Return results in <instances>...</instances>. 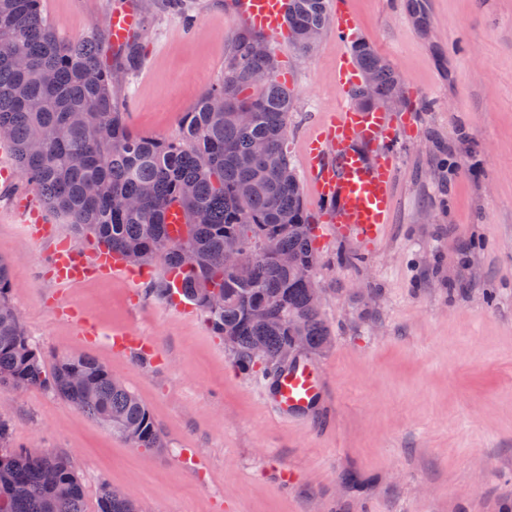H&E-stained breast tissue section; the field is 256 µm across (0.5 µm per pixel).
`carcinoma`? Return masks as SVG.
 <instances>
[{
	"instance_id": "obj_1",
	"label": "carcinoma",
	"mask_w": 512,
	"mask_h": 512,
	"mask_svg": "<svg viewBox=\"0 0 512 512\" xmlns=\"http://www.w3.org/2000/svg\"><path fill=\"white\" fill-rule=\"evenodd\" d=\"M184 11L187 0H148L153 13ZM328 0H288L292 42L311 51L326 29ZM107 29L95 26L80 41L58 36L40 0H0V129L8 133L14 162L45 206L77 234L139 265H160L182 276L180 295L208 327L230 340L238 370L277 376L326 351L333 336L313 304L305 273L315 269L314 228L299 176L288 155L293 97L279 79V62L251 45L263 39L240 29L224 76L185 113L174 138L134 133L117 89L141 64L143 45L124 53L120 67L102 61ZM361 70L374 78L379 98L400 93L399 80L365 42L353 46ZM258 72L270 73L264 83ZM248 112L243 123L237 113ZM266 144L263 155L257 143ZM183 215L170 236L172 204ZM239 243L243 260L224 265L225 247ZM288 254L293 263H281ZM10 271L0 259V391L49 389L108 427L135 448L160 452L161 431L147 408L108 368L92 357L60 354L46 373L11 303ZM307 351L283 361L293 337ZM264 347V357L253 346ZM0 420V512H84V488L70 463L48 453L35 458L12 442ZM57 476L55 485L46 473ZM99 512H137L131 499L99 489Z\"/></svg>"
}]
</instances>
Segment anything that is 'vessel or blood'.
Masks as SVG:
<instances>
[{
    "instance_id": "obj_1",
    "label": "vessel or blood",
    "mask_w": 512,
    "mask_h": 512,
    "mask_svg": "<svg viewBox=\"0 0 512 512\" xmlns=\"http://www.w3.org/2000/svg\"><path fill=\"white\" fill-rule=\"evenodd\" d=\"M232 14L255 30L277 37L286 33L288 0H226ZM139 12L123 0L110 16L113 48H120L138 33ZM401 128L387 113L372 112L345 103L312 135L306 146V171L312 193L325 204L324 221L337 235L369 246L385 233L394 207L395 155L392 143ZM0 187L28 200V190L11 161L7 144L0 143ZM47 263L61 284H74L88 273L112 276L123 273L116 254L85 257L70 248H54ZM324 380L314 366L303 363L277 376L271 405L282 417L310 414L323 393Z\"/></svg>"
}]
</instances>
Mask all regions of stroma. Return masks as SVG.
<instances>
[{
  "label": "stroma",
  "mask_w": 512,
  "mask_h": 512,
  "mask_svg": "<svg viewBox=\"0 0 512 512\" xmlns=\"http://www.w3.org/2000/svg\"><path fill=\"white\" fill-rule=\"evenodd\" d=\"M116 0H42L67 40L107 26ZM225 0H192V16L142 21L145 56L120 89L130 127L175 136L185 112L224 74L243 22ZM355 39L401 80L408 117L396 145L394 210L370 250L319 222L315 280L334 336L311 362L326 394L314 420L271 408L265 382L237 371L191 307L139 301L137 284L88 275L58 284L43 258L57 240L94 253L48 215L33 237L0 193V257L10 299L46 364L98 359L136 393L167 443L131 447L55 393H0L17 444L66 458L98 512L101 483L142 512H502L512 507V0H345ZM352 40L326 29L309 52L269 41L293 94L288 149L344 95L336 63ZM149 339L146 364L113 335Z\"/></svg>",
  "instance_id": "stroma-1"
}]
</instances>
